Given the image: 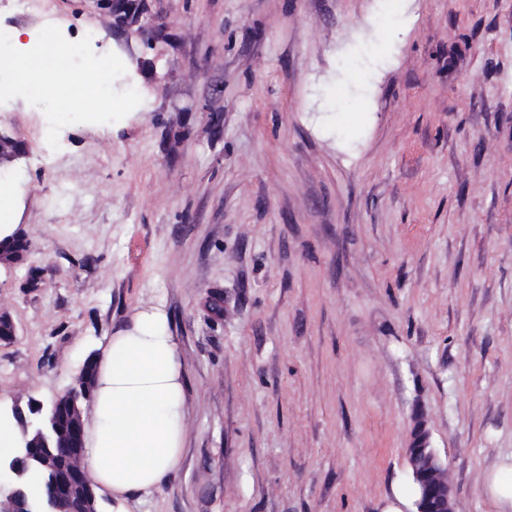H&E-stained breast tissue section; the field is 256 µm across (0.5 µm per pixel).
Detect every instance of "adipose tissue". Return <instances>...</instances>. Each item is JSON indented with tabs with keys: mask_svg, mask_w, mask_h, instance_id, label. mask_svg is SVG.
<instances>
[{
	"mask_svg": "<svg viewBox=\"0 0 512 512\" xmlns=\"http://www.w3.org/2000/svg\"><path fill=\"white\" fill-rule=\"evenodd\" d=\"M184 390L166 312L139 308L96 360L83 454L92 480L122 500L161 489L183 452ZM475 480L490 512H512V456L497 458Z\"/></svg>",
	"mask_w": 512,
	"mask_h": 512,
	"instance_id": "1",
	"label": "adipose tissue"
}]
</instances>
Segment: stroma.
Listing matches in <instances>:
<instances>
[{"label": "stroma", "instance_id": "obj_1", "mask_svg": "<svg viewBox=\"0 0 512 512\" xmlns=\"http://www.w3.org/2000/svg\"><path fill=\"white\" fill-rule=\"evenodd\" d=\"M141 104L46 141L0 105L27 240L0 269V400L63 394L162 306L185 448L127 512H410L416 424L457 512L512 456V0H53ZM359 81H345L343 68Z\"/></svg>", "mask_w": 512, "mask_h": 512}]
</instances>
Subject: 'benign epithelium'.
<instances>
[{
	"label": "benign epithelium",
	"instance_id": "1",
	"mask_svg": "<svg viewBox=\"0 0 512 512\" xmlns=\"http://www.w3.org/2000/svg\"><path fill=\"white\" fill-rule=\"evenodd\" d=\"M90 401L74 390H67L56 398V402L71 404V418L61 435V446L67 452L81 458L84 449V421L78 400ZM13 418L21 431L22 439L17 448V456L0 466V471L8 477V489L0 495V512H17L13 504L24 497V484L27 470L22 461L36 460L42 467L56 473L50 496L41 503L35 512H64V507L73 501L80 503L78 512H98L95 484L84 469H73L62 462L44 439L39 425L26 421L22 407L14 403L11 408ZM406 462L413 481L422 487V496L415 502L413 512H455V490L448 478L447 464L441 456L429 447V435L423 427L416 429L409 448L405 449Z\"/></svg>",
	"mask_w": 512,
	"mask_h": 512
}]
</instances>
